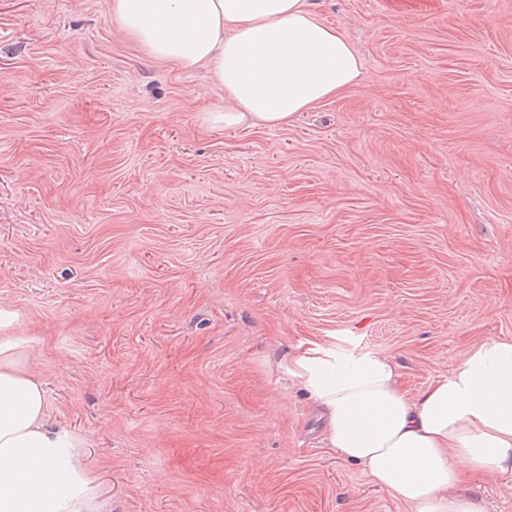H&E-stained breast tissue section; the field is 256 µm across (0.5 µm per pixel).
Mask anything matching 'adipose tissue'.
<instances>
[{
	"mask_svg": "<svg viewBox=\"0 0 512 512\" xmlns=\"http://www.w3.org/2000/svg\"><path fill=\"white\" fill-rule=\"evenodd\" d=\"M118 27L153 57L211 67L215 122L285 125L359 82L362 61L305 0H112ZM20 316L0 305V512H96L82 439L47 420ZM278 367L326 414L331 448L414 512H484L461 494L475 472L512 473V337L472 347L417 398L394 362L298 345Z\"/></svg>",
	"mask_w": 512,
	"mask_h": 512,
	"instance_id": "obj_1",
	"label": "adipose tissue"
}]
</instances>
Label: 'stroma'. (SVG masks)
<instances>
[{
    "label": "stroma",
    "instance_id": "stroma-1",
    "mask_svg": "<svg viewBox=\"0 0 512 512\" xmlns=\"http://www.w3.org/2000/svg\"><path fill=\"white\" fill-rule=\"evenodd\" d=\"M308 2L359 83L224 126L110 0H0V304L98 512H412L279 358L384 354L415 397L512 336V0ZM462 492L512 512V474Z\"/></svg>",
    "mask_w": 512,
    "mask_h": 512
}]
</instances>
